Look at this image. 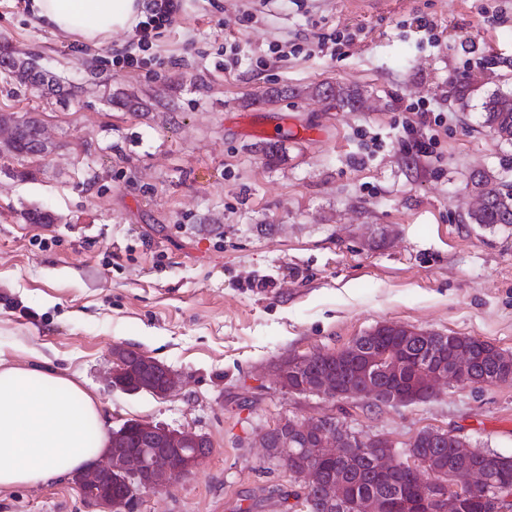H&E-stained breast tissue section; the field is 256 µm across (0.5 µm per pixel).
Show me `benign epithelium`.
I'll return each instance as SVG.
<instances>
[{
    "instance_id": "obj_1",
    "label": "benign epithelium",
    "mask_w": 512,
    "mask_h": 512,
    "mask_svg": "<svg viewBox=\"0 0 512 512\" xmlns=\"http://www.w3.org/2000/svg\"><path fill=\"white\" fill-rule=\"evenodd\" d=\"M399 331V339L408 342H422L434 336V333L414 327L393 324H380L368 334H386ZM469 345L461 339L457 343L449 361H438L426 356L412 361L399 353L387 352L382 355H362L354 360L357 365L359 381L355 384L340 385L331 374L307 379L296 385L291 379H301L309 356L287 355L280 359L276 366V376L282 389L301 395H314L327 400L357 399L367 396L370 383L376 380L397 381L407 375L410 368H415L417 388L412 392L393 391L386 396L388 404H406L419 401L420 395L427 398L435 396L439 391L451 385L484 386V379L472 372L462 370L468 358ZM496 370L502 379L512 378V353L496 351ZM161 377L155 382V377ZM109 383L126 393L136 394L149 392L157 397H166L180 386L178 375L168 366L144 353L134 356L126 347L112 349V369ZM144 431L148 436L149 446L158 452L131 464L119 458L107 455L103 468L120 482L124 483L128 492L124 495L122 506H116L112 493L105 492L101 485L90 481L79 472L72 480L81 492L85 501L98 509V512H131L134 505L145 491H158L170 486L173 482L187 477L203 463L206 455L203 449L209 446V438L192 429H170L139 419L125 422L119 429L112 430L111 435L123 436L128 433L130 425ZM301 426V421L286 418L277 426L279 447L282 453L276 458L278 463L288 460V455L304 456V464L310 467V480L314 481L321 475L319 461L325 457L336 455V449L349 448L357 454L373 451L378 456L383 472L390 473L399 468L414 469L426 467L429 462L419 460L407 453L399 452L393 443L379 437L367 438L351 431L336 422L331 416H322L314 420L316 440L311 448H300L289 440V434ZM426 437L437 439L452 438L460 444L458 453L469 456L471 453H484L469 440L453 430H430ZM488 479L481 472L464 473L449 480L446 476L436 473L424 487L425 496L433 505V512H453L462 502L477 494L487 492ZM327 509L334 512L351 507L354 512H388L397 505L380 497H357L341 481L329 483V497L325 500Z\"/></svg>"
}]
</instances>
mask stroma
<instances>
[{"label": "stroma", "instance_id": "35a3bbf8", "mask_svg": "<svg viewBox=\"0 0 512 512\" xmlns=\"http://www.w3.org/2000/svg\"><path fill=\"white\" fill-rule=\"evenodd\" d=\"M142 64L50 30L0 0V44L75 89L46 98L0 73V109L36 113L47 157L0 153V364L73 378L104 430L141 419L206 434L188 478L136 512H288L302 488L261 432L336 417L404 449L452 429L512 455V381L374 404L292 394L274 366L333 352L382 323L512 352V224L482 226L475 173L512 192V143L480 104L512 90V0H182ZM432 20L426 33L417 18ZM350 36L340 55L322 36ZM332 81L363 105L336 108ZM273 88L283 96L258 98ZM122 92L143 104L108 103ZM443 117L417 154L409 104ZM50 224L27 223L26 210ZM178 372L161 399L112 389L113 347ZM0 512H96L71 477L0 491Z\"/></svg>", "mask_w": 512, "mask_h": 512}]
</instances>
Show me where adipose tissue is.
I'll list each match as a JSON object with an SVG mask.
<instances>
[{
	"instance_id": "1",
	"label": "adipose tissue",
	"mask_w": 512,
	"mask_h": 512,
	"mask_svg": "<svg viewBox=\"0 0 512 512\" xmlns=\"http://www.w3.org/2000/svg\"><path fill=\"white\" fill-rule=\"evenodd\" d=\"M35 14L54 31L97 43L134 27L142 0H32ZM95 401L72 379L50 371L0 370V490L52 482L104 448L107 436L88 438L99 422Z\"/></svg>"
}]
</instances>
